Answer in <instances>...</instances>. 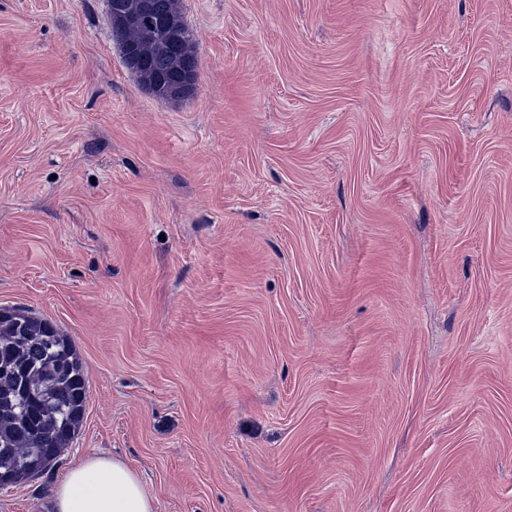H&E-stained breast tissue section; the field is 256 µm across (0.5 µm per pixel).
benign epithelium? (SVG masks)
<instances>
[{"label": "benign epithelium", "instance_id": "7a95c632", "mask_svg": "<svg viewBox=\"0 0 512 512\" xmlns=\"http://www.w3.org/2000/svg\"><path fill=\"white\" fill-rule=\"evenodd\" d=\"M108 9L118 26H149L154 50L167 57V73L150 75L151 86L167 89L171 99L182 98L194 90L200 66L189 65L180 53L188 33L178 15L157 12L153 0H117L108 3Z\"/></svg>", "mask_w": 512, "mask_h": 512}]
</instances>
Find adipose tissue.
<instances>
[{"label": "adipose tissue", "mask_w": 512, "mask_h": 512, "mask_svg": "<svg viewBox=\"0 0 512 512\" xmlns=\"http://www.w3.org/2000/svg\"><path fill=\"white\" fill-rule=\"evenodd\" d=\"M54 512H156L141 475L105 454L85 457L57 483Z\"/></svg>", "instance_id": "obj_1"}]
</instances>
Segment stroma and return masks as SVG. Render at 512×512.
I'll return each mask as SVG.
<instances>
[{
	"label": "stroma",
	"mask_w": 512,
	"mask_h": 512,
	"mask_svg": "<svg viewBox=\"0 0 512 512\" xmlns=\"http://www.w3.org/2000/svg\"><path fill=\"white\" fill-rule=\"evenodd\" d=\"M155 97L105 0H0V309L156 512H512V0H180Z\"/></svg>",
	"instance_id": "stroma-1"
}]
</instances>
